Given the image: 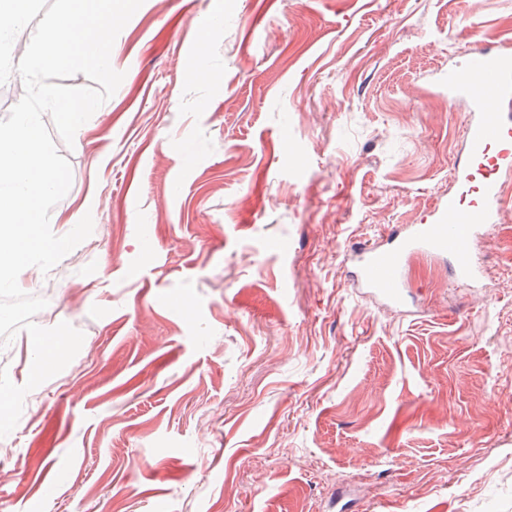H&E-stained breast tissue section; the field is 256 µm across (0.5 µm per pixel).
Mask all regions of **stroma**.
Masks as SVG:
<instances>
[{"mask_svg": "<svg viewBox=\"0 0 512 512\" xmlns=\"http://www.w3.org/2000/svg\"><path fill=\"white\" fill-rule=\"evenodd\" d=\"M477 42L512 0H144L56 144L51 229L93 232L21 288L84 339L0 438V512H512V173L480 281L350 279L447 197Z\"/></svg>", "mask_w": 512, "mask_h": 512, "instance_id": "obj_1", "label": "stroma"}]
</instances>
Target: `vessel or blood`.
Masks as SVG:
<instances>
[{"label":"vessel or blood","mask_w":512,"mask_h":512,"mask_svg":"<svg viewBox=\"0 0 512 512\" xmlns=\"http://www.w3.org/2000/svg\"><path fill=\"white\" fill-rule=\"evenodd\" d=\"M449 102L465 101L476 112L465 128L467 154L457 163L453 190L434 208L429 222L409 225L382 245L355 252L359 287L399 306L405 301L403 269L412 255L448 260L453 281L467 283L480 273L473 243L479 229L497 223L503 203L501 173L512 171V54L474 47L448 76Z\"/></svg>","instance_id":"vessel-or-blood-1"}]
</instances>
